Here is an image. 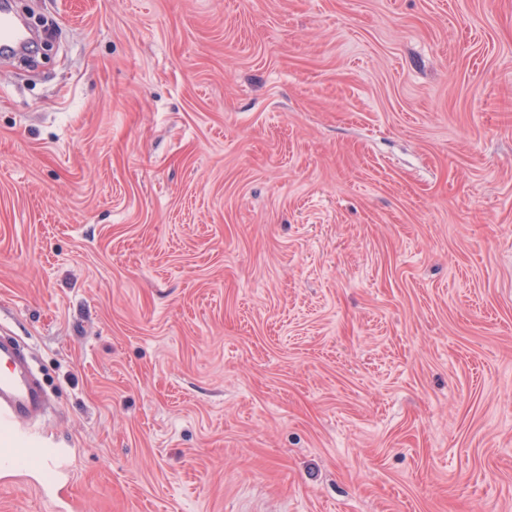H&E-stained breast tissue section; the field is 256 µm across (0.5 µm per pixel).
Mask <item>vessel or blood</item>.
Listing matches in <instances>:
<instances>
[{
    "label": "vessel or blood",
    "instance_id": "vessel-or-blood-1",
    "mask_svg": "<svg viewBox=\"0 0 512 512\" xmlns=\"http://www.w3.org/2000/svg\"><path fill=\"white\" fill-rule=\"evenodd\" d=\"M32 35L26 25L12 14L9 6L0 7V53L22 55ZM44 404L41 387L31 379L14 348L0 343V429L12 431L21 422L40 411ZM33 460L45 473L58 475L63 467L65 452L60 448H44L29 443L22 450L1 448L0 461L11 463L16 457Z\"/></svg>",
    "mask_w": 512,
    "mask_h": 512
}]
</instances>
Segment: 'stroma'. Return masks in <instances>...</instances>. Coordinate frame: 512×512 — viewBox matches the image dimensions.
<instances>
[{
    "instance_id": "1",
    "label": "stroma",
    "mask_w": 512,
    "mask_h": 512,
    "mask_svg": "<svg viewBox=\"0 0 512 512\" xmlns=\"http://www.w3.org/2000/svg\"><path fill=\"white\" fill-rule=\"evenodd\" d=\"M27 3L0 333L72 512H512V0Z\"/></svg>"
}]
</instances>
